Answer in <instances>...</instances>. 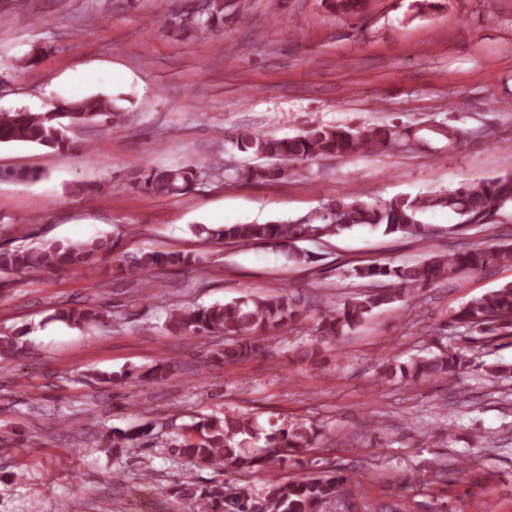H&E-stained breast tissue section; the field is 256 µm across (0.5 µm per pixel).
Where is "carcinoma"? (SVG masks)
I'll return each instance as SVG.
<instances>
[{"label": "carcinoma", "mask_w": 512, "mask_h": 512, "mask_svg": "<svg viewBox=\"0 0 512 512\" xmlns=\"http://www.w3.org/2000/svg\"><path fill=\"white\" fill-rule=\"evenodd\" d=\"M231 0H209L206 9H185L168 19L170 29L178 35L193 30L224 29L226 10ZM366 0H329L328 8L358 16ZM127 112L112 96L96 93L81 99L65 101L52 112H0V145L27 144L54 150H68L71 141L67 132L75 127L96 124L103 127L121 126ZM239 151L259 159V163L244 165L235 171L238 182H270L284 176L287 163L319 157H342L356 152H378L393 148L395 132L387 126H326L316 125L288 138H275L257 131L243 130L235 137ZM203 166H156L148 164L139 188L157 196L175 197L187 193L202 176ZM42 177L37 170H0V179L36 181ZM446 209L457 217L448 226L455 232L469 226L500 223L504 211L512 208V173L494 178L467 181L454 189L415 197L399 195L388 201L373 202L361 198L339 197L323 206L326 213L317 220L306 218L272 224H224L202 227L200 234L228 243L263 242L285 250L297 264L310 265L316 256L298 247L301 241L341 236L355 226L368 225L383 234H410L421 240L429 239V227L423 224L425 213ZM117 241L108 236L76 242L50 241L35 247L13 251L0 250V273L29 274L43 270H63L80 273L97 261L109 256L118 262L117 269L133 280L150 288L158 284L147 279V272L165 266L192 264L191 255L182 252H146L130 261L116 253ZM494 265H512V243H498L467 249L457 253L432 251L429 257L413 265L367 264L351 269L350 276L370 284L389 280L391 288H369L343 299L336 308L320 315L312 338L299 346L294 359L306 365L314 363L328 347L360 325L374 310L388 306L412 292L449 281L463 271L475 272ZM300 305L287 291L265 297L245 298L209 306H178L165 321L166 330L184 339L210 334L224 336V348L213 352L219 362L232 363L255 355L260 345L282 327L296 320ZM51 319L71 325L104 323L108 311L94 306L62 308ZM454 322L466 329L471 342L480 343L500 336H512V283L468 301L454 317ZM22 332L0 336V354L19 358L23 348ZM469 365L460 349L447 344L440 353L430 357H414L407 362L398 360L380 364V383L399 380L405 384L417 381L444 382L456 377ZM174 366L164 362L141 373L122 375L101 374L105 382H153L172 376ZM150 433L144 424L128 431L112 430L103 438L102 447L114 453L127 447L128 442ZM259 428L253 418L228 410L224 416L200 418L179 442L170 443L171 451L200 467L224 469L244 474L258 473L268 465L288 467L298 454L314 449L320 441L319 431L304 422L290 420L285 427L265 436V446L258 453L246 447L258 439ZM349 476L343 472L330 474L305 473L292 478L266 480L261 491L249 484L226 487L222 483L198 486L181 483L172 489L173 495L192 505L194 512H320L327 499L347 485Z\"/></svg>", "instance_id": "carcinoma-1"}]
</instances>
